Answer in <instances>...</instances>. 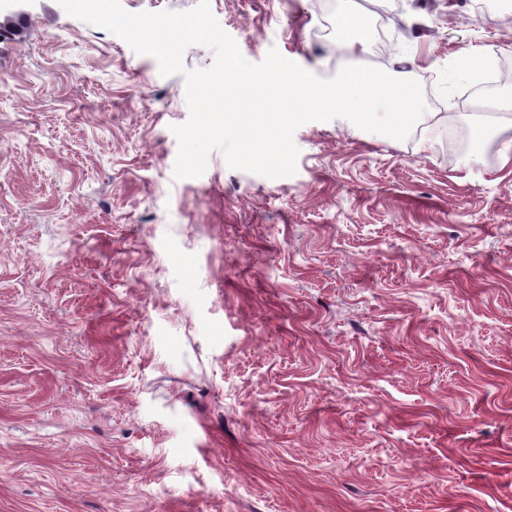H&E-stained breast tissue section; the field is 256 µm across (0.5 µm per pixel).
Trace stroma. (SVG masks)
<instances>
[{
    "mask_svg": "<svg viewBox=\"0 0 512 512\" xmlns=\"http://www.w3.org/2000/svg\"><path fill=\"white\" fill-rule=\"evenodd\" d=\"M474 2L210 0L322 78L396 36L476 146L336 118L294 176L178 180L183 77L37 0L0 40V512H512V76L472 87L512 9ZM367 20L359 14L349 13L341 20V37L350 51L356 52L363 48L364 42L359 34L367 28Z\"/></svg>",
    "mask_w": 512,
    "mask_h": 512,
    "instance_id": "obj_1",
    "label": "stroma"
}]
</instances>
